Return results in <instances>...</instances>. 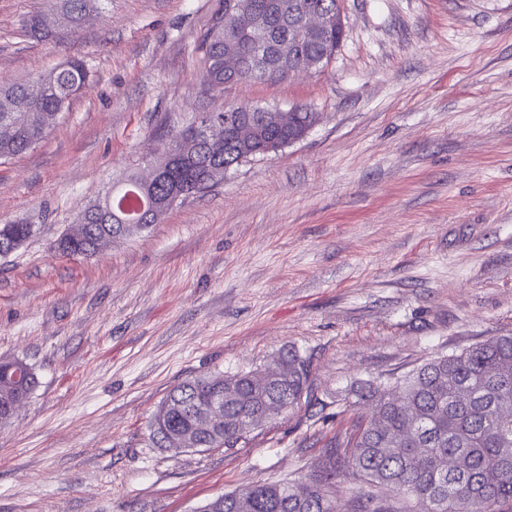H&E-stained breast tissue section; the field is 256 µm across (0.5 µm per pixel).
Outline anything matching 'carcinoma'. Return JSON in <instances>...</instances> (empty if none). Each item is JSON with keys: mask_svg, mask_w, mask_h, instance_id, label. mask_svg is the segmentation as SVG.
Here are the masks:
<instances>
[{"mask_svg": "<svg viewBox=\"0 0 512 512\" xmlns=\"http://www.w3.org/2000/svg\"><path fill=\"white\" fill-rule=\"evenodd\" d=\"M235 0H224L200 38L197 51L204 62L203 81L221 88L229 81H275L253 65L262 37L258 27L250 28L229 16ZM264 12L275 2L288 12L295 4L311 3L331 15L341 13L340 0H250ZM92 0H55L54 7L71 26L81 23ZM344 23H338L318 36L298 38V53L304 65L319 72L335 55L343 37ZM238 48L240 66L228 73L229 46ZM89 78L79 60H70L50 72L24 83L0 88V159L19 156L44 134L5 124L18 103L33 98L31 111L40 112L53 125L68 110ZM251 110L270 112L272 108L251 104H226L214 113ZM252 143L228 145L227 154L210 158L197 156L179 162L155 192L166 193L170 184L193 188L206 165L222 166L251 154ZM125 197L111 195L90 205L82 218L90 221L86 238L67 244L61 252L89 255L96 251L100 225L96 211L124 210ZM33 232L30 224H0V248L22 245ZM288 376L267 384L271 372L263 368L255 375L240 374L236 394L224 398V417L235 420L250 410L288 397V403L301 400L309 392L308 371L303 360L289 352ZM213 376L188 378L169 391L171 402L166 415L156 414L157 428L188 429L194 411L211 397L208 382ZM38 383L30 365L13 358L0 359V407L17 397H29ZM357 396L372 407V415L360 417L351 431L325 448L322 469L305 479L311 490L305 495L292 492L294 483H263L244 495L224 494V512H403L398 503L415 501L422 512H512V335L494 336L459 353L431 358L390 383L377 375L365 381ZM343 471L352 473L375 488L364 496L354 495L336 501L329 494L332 482Z\"/></svg>", "mask_w": 512, "mask_h": 512, "instance_id": "cac0c4a2", "label": "carcinoma"}]
</instances>
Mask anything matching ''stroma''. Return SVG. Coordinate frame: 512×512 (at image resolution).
I'll return each instance as SVG.
<instances>
[{
	"label": "stroma",
	"mask_w": 512,
	"mask_h": 512,
	"mask_svg": "<svg viewBox=\"0 0 512 512\" xmlns=\"http://www.w3.org/2000/svg\"><path fill=\"white\" fill-rule=\"evenodd\" d=\"M220 0H99L42 38L52 0H0V86L84 60L85 88L0 160V358L38 386L0 425V512H195L318 473L355 383L512 334V0H342L324 72L202 85ZM303 106L300 140L247 159L91 256L55 243L197 115ZM296 351L310 396L233 448L173 451L149 423L186 378ZM33 232L30 224H0V251L4 245L16 243L19 248Z\"/></svg>",
	"instance_id": "35a3bbf8"
}]
</instances>
